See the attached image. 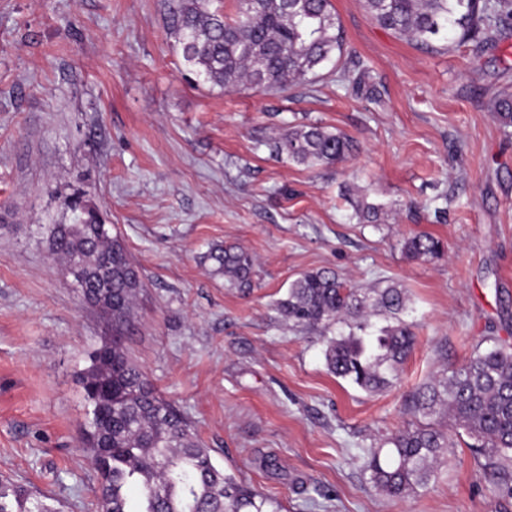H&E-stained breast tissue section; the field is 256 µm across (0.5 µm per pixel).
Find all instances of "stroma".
Masks as SVG:
<instances>
[{"mask_svg": "<svg viewBox=\"0 0 512 512\" xmlns=\"http://www.w3.org/2000/svg\"><path fill=\"white\" fill-rule=\"evenodd\" d=\"M344 50L285 91L189 80L168 0H0V477L93 512L80 442V383L112 333L45 240L88 192L139 271L128 356L184 413L214 463L279 512H512L461 428L429 484L393 499L370 449L418 424L410 391L465 363L484 337L512 343V28L432 52L380 26L363 0H331ZM318 123L358 145L308 168L273 154ZM382 204L355 215L351 192ZM442 240L414 260L404 238ZM255 261L242 295L212 248ZM406 289L414 348L391 387L330 373L324 328L288 325L276 303L308 271Z\"/></svg>", "mask_w": 512, "mask_h": 512, "instance_id": "stroma-1", "label": "stroma"}]
</instances>
